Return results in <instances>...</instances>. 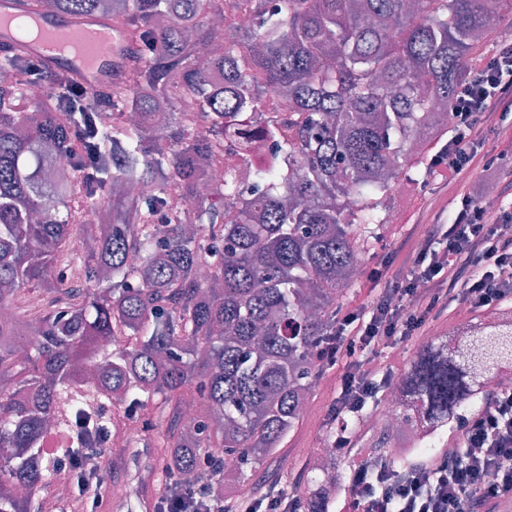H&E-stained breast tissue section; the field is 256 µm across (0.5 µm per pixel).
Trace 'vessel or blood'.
Instances as JSON below:
<instances>
[{"label":"vessel or blood","mask_w":512,"mask_h":512,"mask_svg":"<svg viewBox=\"0 0 512 512\" xmlns=\"http://www.w3.org/2000/svg\"><path fill=\"white\" fill-rule=\"evenodd\" d=\"M0 45L64 67L90 88L111 84L123 73L126 42L111 23L93 16L49 19L33 13L26 0H0Z\"/></svg>","instance_id":"1"}]
</instances>
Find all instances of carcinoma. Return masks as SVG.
Returning <instances> with one entry per match:
<instances>
[{
	"label": "carcinoma",
	"mask_w": 512,
	"mask_h": 512,
	"mask_svg": "<svg viewBox=\"0 0 512 512\" xmlns=\"http://www.w3.org/2000/svg\"><path fill=\"white\" fill-rule=\"evenodd\" d=\"M30 2L44 15L106 18L130 45L123 76L85 93L81 109L62 93L65 72L0 48V307L27 290L63 296L35 320L0 317V512H37L57 457L105 447L100 406L135 415L157 397L158 416L179 413L164 439L165 487L218 504L225 483L243 480V467L267 460L299 422L316 347L348 271L387 223L391 183L418 136L448 133L430 102L453 103L474 53L512 27V0ZM239 5L252 26L229 22ZM30 86L43 98L23 112ZM282 90L286 134L267 107ZM241 117L265 128L280 173L254 169L244 184L227 171L195 209L174 206L173 195H200L224 159L226 124ZM57 151L72 154L73 175L47 171ZM77 236L93 245L73 255ZM130 253L139 267L126 265ZM203 264L210 286L198 278ZM482 340L483 380L464 356L434 347L411 363L410 431L420 417L444 433L492 374L512 369V332L492 328ZM87 367L97 382L70 415L56 414L54 397ZM191 400L198 412L186 419ZM49 424L62 437L51 451ZM226 456L236 470L224 471Z\"/></svg>",
	"instance_id": "cac0c4a2"
}]
</instances>
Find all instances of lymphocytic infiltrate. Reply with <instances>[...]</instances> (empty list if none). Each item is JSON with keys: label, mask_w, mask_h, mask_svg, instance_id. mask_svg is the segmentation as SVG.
<instances>
[{"label": "lymphocytic infiltrate", "mask_w": 512, "mask_h": 512, "mask_svg": "<svg viewBox=\"0 0 512 512\" xmlns=\"http://www.w3.org/2000/svg\"><path fill=\"white\" fill-rule=\"evenodd\" d=\"M452 114L450 136L430 165L457 183L472 175L485 133L512 134V41L470 66ZM405 250L402 267L385 262L368 271L376 292L360 306L337 308L318 353L319 367L340 368L327 412L331 445L349 463L337 512H500L512 506V390L488 385L480 408L456 422V453L438 459L373 454L359 447L351 424L393 379L387 349L428 335L449 307L480 313L512 303V181L501 183L494 207L464 193ZM228 512H305V503L275 475L232 499Z\"/></svg>", "instance_id": "obj_1"}]
</instances>
